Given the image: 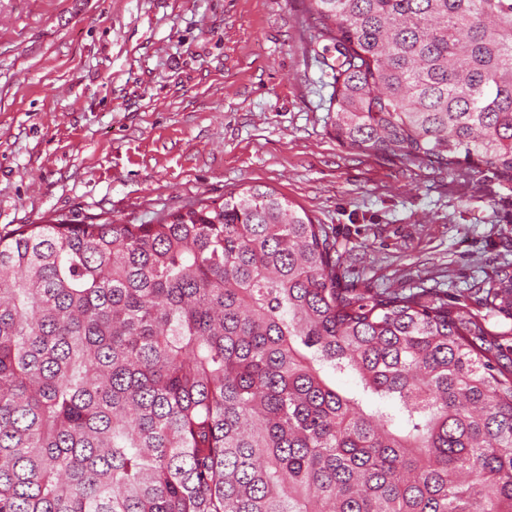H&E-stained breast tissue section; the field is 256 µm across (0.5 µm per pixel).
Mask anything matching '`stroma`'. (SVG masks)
I'll return each mask as SVG.
<instances>
[{
    "instance_id": "obj_1",
    "label": "stroma",
    "mask_w": 512,
    "mask_h": 512,
    "mask_svg": "<svg viewBox=\"0 0 512 512\" xmlns=\"http://www.w3.org/2000/svg\"><path fill=\"white\" fill-rule=\"evenodd\" d=\"M316 36L302 0H0V232L257 188L326 225L348 283L478 309L512 177L342 145Z\"/></svg>"
}]
</instances>
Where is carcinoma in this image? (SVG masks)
Returning a JSON list of instances; mask_svg holds the SVG:
<instances>
[{"label": "carcinoma", "instance_id": "cac0c4a2", "mask_svg": "<svg viewBox=\"0 0 512 512\" xmlns=\"http://www.w3.org/2000/svg\"><path fill=\"white\" fill-rule=\"evenodd\" d=\"M304 4L341 143L512 176V0ZM479 292L349 284L257 188L0 234V512H512V271Z\"/></svg>", "mask_w": 512, "mask_h": 512}]
</instances>
